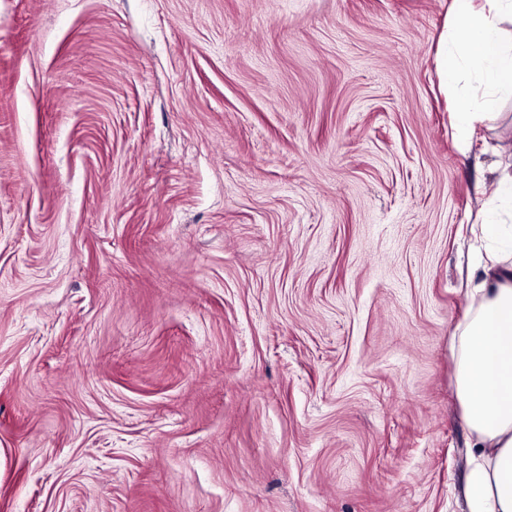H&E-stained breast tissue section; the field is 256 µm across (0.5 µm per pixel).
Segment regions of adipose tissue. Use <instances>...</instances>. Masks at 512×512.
I'll return each mask as SVG.
<instances>
[{
	"label": "adipose tissue",
	"instance_id": "1",
	"mask_svg": "<svg viewBox=\"0 0 512 512\" xmlns=\"http://www.w3.org/2000/svg\"><path fill=\"white\" fill-rule=\"evenodd\" d=\"M512 0H452L436 51L448 110L472 148L476 129L498 107L499 92L512 93ZM484 86L483 95L454 92L461 72ZM479 297L458 326L457 396L472 434L465 480L468 512H512V261L484 264Z\"/></svg>",
	"mask_w": 512,
	"mask_h": 512
}]
</instances>
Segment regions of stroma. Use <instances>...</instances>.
Returning a JSON list of instances; mask_svg holds the SVG:
<instances>
[{"mask_svg":"<svg viewBox=\"0 0 512 512\" xmlns=\"http://www.w3.org/2000/svg\"><path fill=\"white\" fill-rule=\"evenodd\" d=\"M450 4L0 0V512H468Z\"/></svg>","mask_w":512,"mask_h":512,"instance_id":"35a3bbf8","label":"stroma"}]
</instances>
